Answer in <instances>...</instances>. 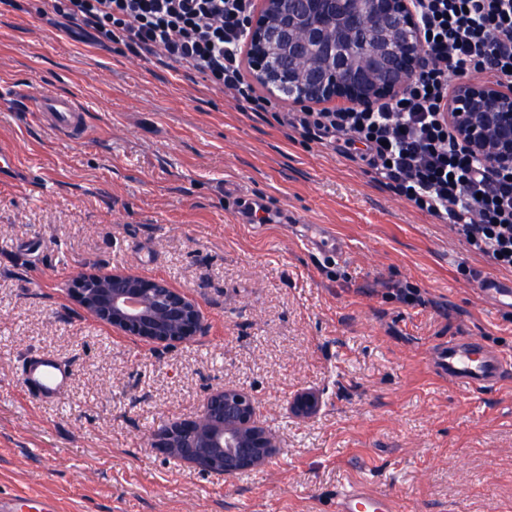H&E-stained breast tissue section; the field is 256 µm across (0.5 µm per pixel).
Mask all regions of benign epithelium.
I'll use <instances>...</instances> for the list:
<instances>
[{"mask_svg": "<svg viewBox=\"0 0 512 512\" xmlns=\"http://www.w3.org/2000/svg\"><path fill=\"white\" fill-rule=\"evenodd\" d=\"M246 55L256 83L292 104L336 108L401 94L425 62L412 0H255ZM446 112L473 156L512 168L511 87L463 81ZM69 296L100 323L165 347L206 333L195 298L164 280L84 272ZM292 409L309 417L318 403L303 396ZM151 446L200 471L239 474L264 465L278 443L257 421L253 398L226 387L207 398L198 418L154 432Z\"/></svg>", "mask_w": 512, "mask_h": 512, "instance_id": "obj_1", "label": "benign epithelium"}]
</instances>
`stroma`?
Masks as SVG:
<instances>
[{
    "label": "stroma",
    "instance_id": "stroma-1",
    "mask_svg": "<svg viewBox=\"0 0 512 512\" xmlns=\"http://www.w3.org/2000/svg\"><path fill=\"white\" fill-rule=\"evenodd\" d=\"M17 84L88 109L84 140L58 136L9 96ZM0 143L24 180L0 178V496L58 512H331L369 482L408 512H512V385L473 393L429 368L468 335L512 355V281L450 225L418 211L365 162L292 140L196 71L97 43L47 0H0ZM268 200L241 224L224 188ZM301 224L328 225L340 260ZM162 278L195 298L207 335L168 348L118 334L70 299L85 271ZM418 289L402 302L398 288ZM72 365L62 402L23 393L33 352ZM247 391L277 453L235 476L152 448L209 394ZM321 399L294 418V397ZM301 241L305 248L312 253L316 251L317 254L324 258H331L336 255V259H340L345 248L344 242L325 227L313 225L310 227L309 232L302 236ZM331 241L333 248L327 247L328 242ZM1 512H58L55 501L49 497L29 494L16 495L4 500L0 498Z\"/></svg>",
    "mask_w": 512,
    "mask_h": 512
}]
</instances>
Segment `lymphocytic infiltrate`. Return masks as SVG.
<instances>
[{"label":"lymphocytic infiltrate","instance_id":"obj_1","mask_svg":"<svg viewBox=\"0 0 512 512\" xmlns=\"http://www.w3.org/2000/svg\"><path fill=\"white\" fill-rule=\"evenodd\" d=\"M51 8L99 39L207 74L249 111L272 106L244 66L254 0H52ZM417 8L426 64L402 94L371 108H300L276 120L305 141L362 145V160L396 194L511 270L512 169L473 158L445 105L453 76L512 85V0H417Z\"/></svg>","mask_w":512,"mask_h":512}]
</instances>
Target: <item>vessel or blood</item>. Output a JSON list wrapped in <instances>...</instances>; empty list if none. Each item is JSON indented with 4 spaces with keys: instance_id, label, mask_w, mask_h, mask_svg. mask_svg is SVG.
<instances>
[{
    "instance_id": "b4317fda",
    "label": "vessel or blood",
    "mask_w": 512,
    "mask_h": 512,
    "mask_svg": "<svg viewBox=\"0 0 512 512\" xmlns=\"http://www.w3.org/2000/svg\"><path fill=\"white\" fill-rule=\"evenodd\" d=\"M32 111L38 112L55 132L66 139H79L87 127L86 109L75 97L64 93H34L24 90ZM305 248L330 258L342 255L344 243L325 227L311 226L302 236ZM432 372L470 391H488L512 379V358L488 349L470 336H455L433 349L430 359ZM74 372L70 365L50 353L31 355L20 374L22 390L46 402H58L64 397ZM0 512H58L55 501L29 494L9 499L0 498ZM334 512H402L390 497L371 489L362 482L348 484L336 493Z\"/></svg>"
}]
</instances>
